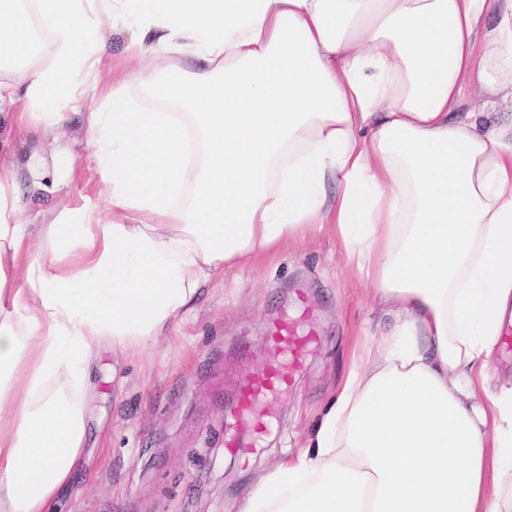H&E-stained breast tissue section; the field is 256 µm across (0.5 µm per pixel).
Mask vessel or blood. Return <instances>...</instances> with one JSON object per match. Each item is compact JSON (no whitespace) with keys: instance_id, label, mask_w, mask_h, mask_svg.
I'll return each mask as SVG.
<instances>
[{"instance_id":"1","label":"vessel or blood","mask_w":512,"mask_h":512,"mask_svg":"<svg viewBox=\"0 0 512 512\" xmlns=\"http://www.w3.org/2000/svg\"><path fill=\"white\" fill-rule=\"evenodd\" d=\"M315 338L314 331L302 330L300 321L285 315L271 324L263 341L267 354L264 371L240 386L234 410L235 416L246 422L250 436L264 431L267 406L293 381L304 349Z\"/></svg>"}]
</instances>
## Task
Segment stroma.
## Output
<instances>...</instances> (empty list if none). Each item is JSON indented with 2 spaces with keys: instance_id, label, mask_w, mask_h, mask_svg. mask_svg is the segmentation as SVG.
I'll return each instance as SVG.
<instances>
[{
  "instance_id": "stroma-1",
  "label": "stroma",
  "mask_w": 512,
  "mask_h": 512,
  "mask_svg": "<svg viewBox=\"0 0 512 512\" xmlns=\"http://www.w3.org/2000/svg\"><path fill=\"white\" fill-rule=\"evenodd\" d=\"M106 93L68 107L64 135L0 129V169L43 159L38 188L21 182V220L38 234L39 215L98 192L85 164V115ZM466 108L484 126L512 128L503 93L471 92ZM72 153L76 179L60 188L54 158ZM308 314L318 334L295 380L271 404L264 433L232 455L224 449V407L243 376L264 366L263 338L281 315ZM392 322L375 287L352 271L330 229L225 268L201 290L195 311L151 338L142 356L96 351L83 396L86 431L65 512H236L256 478L313 424L338 389L358 337L381 336Z\"/></svg>"
}]
</instances>
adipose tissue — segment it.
Here are the masks:
<instances>
[{"instance_id":"obj_1","label":"adipose tissue","mask_w":512,"mask_h":512,"mask_svg":"<svg viewBox=\"0 0 512 512\" xmlns=\"http://www.w3.org/2000/svg\"><path fill=\"white\" fill-rule=\"evenodd\" d=\"M108 26L154 57L134 80ZM107 81L97 196L33 242L0 175V512H56L101 342L143 353L225 266L325 227L393 329L238 512H512V135L463 109L512 89V0H0L12 126L57 134Z\"/></svg>"}]
</instances>
